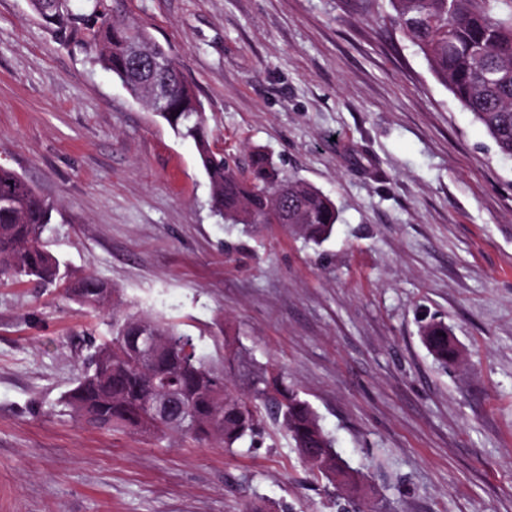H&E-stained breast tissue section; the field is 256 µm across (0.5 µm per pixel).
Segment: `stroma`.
I'll use <instances>...</instances> for the list:
<instances>
[{
    "label": "stroma",
    "instance_id": "obj_1",
    "mask_svg": "<svg viewBox=\"0 0 512 512\" xmlns=\"http://www.w3.org/2000/svg\"><path fill=\"white\" fill-rule=\"evenodd\" d=\"M177 62L216 149L261 148L326 194L316 246L216 216L192 140L0 0V166L43 238L210 361L231 336L316 410L354 494L266 425L227 451L75 423L109 318L0 275V512H512V159L381 20L388 0H118ZM448 325L456 363L425 347Z\"/></svg>",
    "mask_w": 512,
    "mask_h": 512
}]
</instances>
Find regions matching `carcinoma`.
<instances>
[{
    "label": "carcinoma",
    "instance_id": "cac0c4a2",
    "mask_svg": "<svg viewBox=\"0 0 512 512\" xmlns=\"http://www.w3.org/2000/svg\"><path fill=\"white\" fill-rule=\"evenodd\" d=\"M391 26L422 53L432 73L495 142L512 158V0H389ZM34 13L64 42L74 41L95 55L137 100L152 105L149 85L155 71L130 57L137 40L152 48L146 30L110 14L107 0H88L81 17L70 0H30ZM167 60L168 95L162 111L175 134L194 142L212 191V208L226 222L249 227L275 222L320 245L333 234L335 204L311 185L288 177L272 158L255 150L248 160L213 151L201 101L185 84L174 60ZM52 208L13 171L0 168V274L52 284L60 262L42 240ZM67 293L89 313L111 316V338L95 347L89 367L64 398L75 420L107 431L141 437H175L198 445L233 448L261 434L269 421L292 440L311 470L354 491L359 478L346 465L319 468L314 461L336 455L309 402L224 337V362L213 365L196 352L192 336L157 317L129 312L115 289L91 274L72 276ZM429 351L444 363L459 353L448 326L422 331ZM157 344L156 361L141 362L146 344ZM175 387L186 415L182 425L160 422L148 412L164 387Z\"/></svg>",
    "mask_w": 512,
    "mask_h": 512
}]
</instances>
